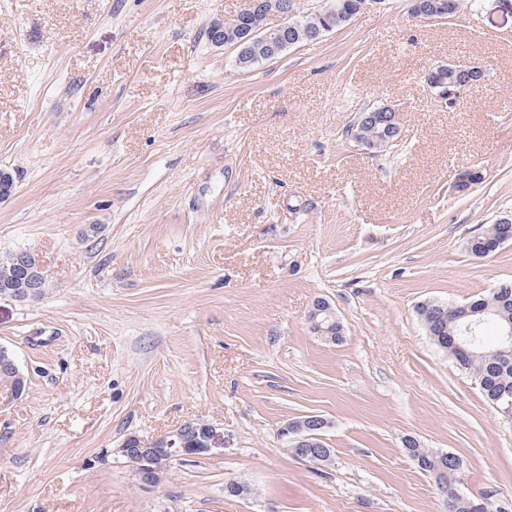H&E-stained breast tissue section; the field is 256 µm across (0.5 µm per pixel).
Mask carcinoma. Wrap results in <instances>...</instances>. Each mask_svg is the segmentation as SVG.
Returning a JSON list of instances; mask_svg holds the SVG:
<instances>
[{
	"label": "carcinoma",
	"instance_id": "obj_1",
	"mask_svg": "<svg viewBox=\"0 0 512 512\" xmlns=\"http://www.w3.org/2000/svg\"><path fill=\"white\" fill-rule=\"evenodd\" d=\"M362 0H330L327 8L310 13L300 18L298 30H289L278 37L274 44L258 42L249 52L248 57L241 58L242 70H251L256 66L269 62L288 50V45L298 46L319 41L333 30L345 26L351 16L358 12ZM256 32L262 37L269 28L267 15L256 10L247 16H235L224 21V35L230 37L239 33L241 28ZM468 66L458 64L455 70L443 65L431 70L426 77V84L436 83L446 88L452 81H477L483 77V71L471 74ZM381 109V106H370L356 113L352 123L346 130L354 142L372 152L382 151L393 145L399 134V118L393 111L387 112L386 121L375 123L368 116ZM505 227L502 224H491L486 230L471 237L467 242L468 250L475 256H485L488 247L496 244L503 236ZM479 307L489 306L501 311L512 319V302L503 304L497 298V291L488 296L474 300ZM418 315L436 345L448 349V336L458 333L459 322L456 320V308L439 301H426L419 305ZM478 343L472 353L462 356L453 353L459 366L474 378L483 396L492 405L502 404L501 394L512 393V354L497 355L494 349L484 345L483 329L477 330ZM404 447L417 466L434 476L439 489H443L451 497L453 512H506V509L493 504L494 494L485 493L476 499L457 492L455 485L461 483L462 463L459 458L449 453H436L420 447L417 440L408 438Z\"/></svg>",
	"mask_w": 512,
	"mask_h": 512
}]
</instances>
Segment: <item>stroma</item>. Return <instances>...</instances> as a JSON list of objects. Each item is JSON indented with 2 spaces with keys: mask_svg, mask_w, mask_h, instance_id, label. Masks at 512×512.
I'll use <instances>...</instances> for the list:
<instances>
[{
  "mask_svg": "<svg viewBox=\"0 0 512 512\" xmlns=\"http://www.w3.org/2000/svg\"><path fill=\"white\" fill-rule=\"evenodd\" d=\"M240 6L0 0V256L32 252L49 286L0 299L26 378L0 404V512H449L409 437L511 504L512 416L417 306L512 281V243L467 249L512 215V22L497 0L432 21L382 0L241 71L205 37ZM448 62L485 71L449 109L425 82ZM372 104L401 115L379 154L345 134ZM319 300L341 342L312 330ZM310 415L322 465L279 435ZM187 421L214 447L143 485L122 441ZM505 224H490L486 230L477 236L471 237L467 242L468 250L475 256L485 257V251L489 246H495L496 242L505 232Z\"/></svg>",
  "mask_w": 512,
  "mask_h": 512,
  "instance_id": "35a3bbf8",
  "label": "stroma"
}]
</instances>
